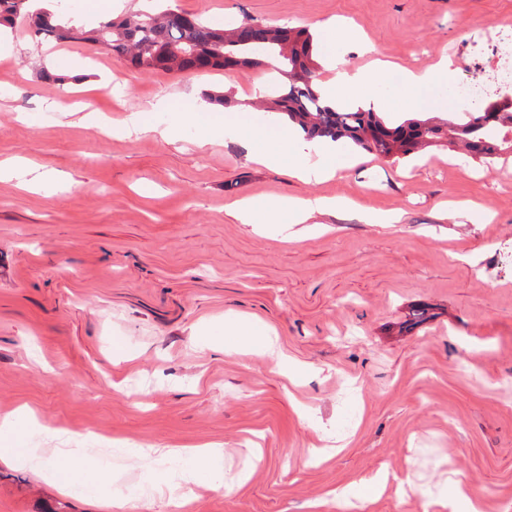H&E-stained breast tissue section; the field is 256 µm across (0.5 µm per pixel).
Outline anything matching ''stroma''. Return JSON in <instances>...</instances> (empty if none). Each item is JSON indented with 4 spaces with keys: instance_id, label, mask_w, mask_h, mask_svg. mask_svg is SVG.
Wrapping results in <instances>:
<instances>
[{
    "instance_id": "35a3bbf8",
    "label": "stroma",
    "mask_w": 512,
    "mask_h": 512,
    "mask_svg": "<svg viewBox=\"0 0 512 512\" xmlns=\"http://www.w3.org/2000/svg\"><path fill=\"white\" fill-rule=\"evenodd\" d=\"M173 4L217 28L350 22L399 68L451 59L454 84L486 66L482 29L512 28V0ZM0 43V416L34 411L27 447H50L46 426L111 440L112 495L152 488L121 512H172L156 489L168 462L132 449L203 445L224 458L191 512H340L327 492L380 470L386 489L354 512H448L438 493L452 468L482 512H512V153L490 167L458 141L395 159L346 143V168L302 180L296 157L269 167L228 138L199 144L184 119L210 90L246 104L267 68L142 73L20 25ZM61 68L67 85L42 79ZM160 100L171 111H153ZM135 112L156 132L119 134ZM280 196L357 206L301 230L224 212ZM461 201L491 221L447 210ZM362 207L401 220L367 224ZM229 315L274 329L279 354L235 345ZM327 445L338 451L324 460ZM231 472L242 486L226 487ZM409 483L431 496L402 493ZM61 498L103 512L93 487L63 496L0 465V512Z\"/></svg>"
}]
</instances>
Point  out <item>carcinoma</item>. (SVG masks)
Instances as JSON below:
<instances>
[{"label": "carcinoma", "mask_w": 512, "mask_h": 512, "mask_svg": "<svg viewBox=\"0 0 512 512\" xmlns=\"http://www.w3.org/2000/svg\"><path fill=\"white\" fill-rule=\"evenodd\" d=\"M35 0H0V29L22 22L37 39L83 42L124 58L130 67L148 73L191 70L272 67L288 83H273L265 95L273 121L287 120L308 137L351 142L380 156L407 155L427 139L455 138L466 147L476 143L485 159L493 158L509 129L491 120L496 113L512 119V101L499 97L483 112H465L441 123L406 119L389 124L363 108L336 109L316 92V81L303 75L315 72L319 42L309 31L288 26L257 25L259 40L248 42L242 27L215 29L198 17L184 19L176 8L158 7L129 16L102 18L86 28L56 10L37 8Z\"/></svg>", "instance_id": "carcinoma-1"}]
</instances>
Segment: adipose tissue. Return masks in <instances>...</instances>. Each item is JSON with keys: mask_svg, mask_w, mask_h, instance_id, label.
Masks as SVG:
<instances>
[{"mask_svg": "<svg viewBox=\"0 0 512 512\" xmlns=\"http://www.w3.org/2000/svg\"><path fill=\"white\" fill-rule=\"evenodd\" d=\"M327 37L324 49V65L333 71L332 80L324 82L318 92L328 106L341 108L344 106L369 107L378 111L385 110L389 97L385 95L382 73L384 62L373 61L371 66L347 70L344 54L348 46L359 45L362 52H373L371 43L363 41L353 26L344 23H330L326 27ZM452 63L441 59L436 64L417 71H406L401 88L398 91L404 100V106L415 109L430 106L432 92L440 85L447 84L448 71ZM187 119L199 126L203 135L202 143L212 142L214 137L226 135L238 141L255 162L266 166L283 164L282 147H293L302 162L295 167L298 177L304 179L323 180L333 177L337 164L333 158L336 145L329 139L311 141L295 132L279 136L278 147H269V134L256 128L250 122H221L211 114L208 104H200L190 111ZM351 200L345 198L309 197V198H276L268 202L253 199H242L231 205L227 214L241 224H307L316 217L335 214L349 209ZM24 414H16L0 419V464L4 466H21L33 468L35 473L45 482L53 485L60 494H69L76 483L75 475L69 464L70 459L78 454L77 449L69 445L70 433L58 427L49 429L50 438L58 443L52 451L41 448H20L16 442L19 438L20 424ZM170 457H188L190 468L178 477V484L183 489V504H191L194 500L191 487L201 474L213 471L222 452L219 448L203 446L200 448H170L166 451Z\"/></svg>", "mask_w": 512, "mask_h": 512, "instance_id": "1", "label": "adipose tissue"}]
</instances>
